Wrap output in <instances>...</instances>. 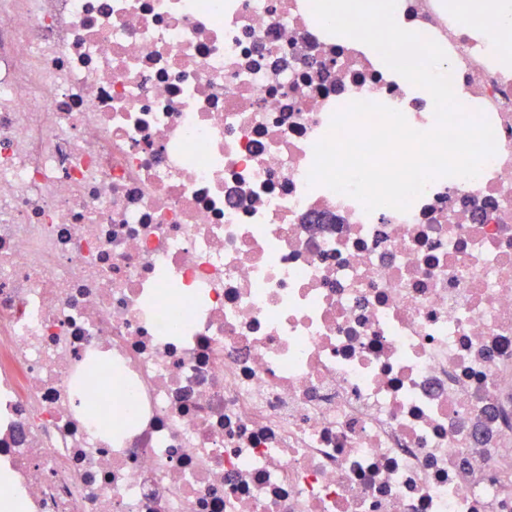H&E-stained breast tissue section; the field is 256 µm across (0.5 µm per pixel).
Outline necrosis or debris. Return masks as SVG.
<instances>
[{"mask_svg": "<svg viewBox=\"0 0 512 512\" xmlns=\"http://www.w3.org/2000/svg\"><path fill=\"white\" fill-rule=\"evenodd\" d=\"M397 3L496 152L368 213L333 113L435 115L310 0H0V501L512 512V66Z\"/></svg>", "mask_w": 512, "mask_h": 512, "instance_id": "4bbe7bcc", "label": "necrosis or debris"}]
</instances>
